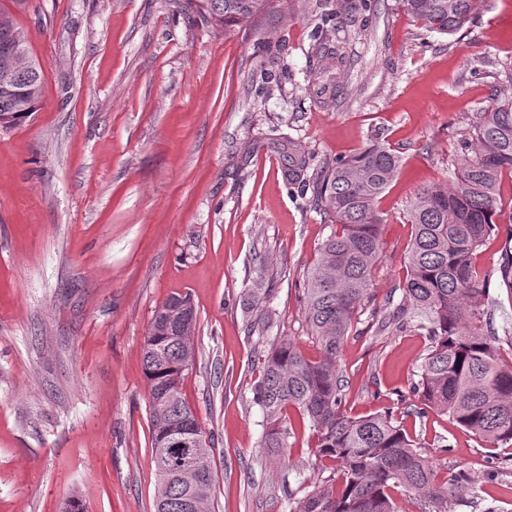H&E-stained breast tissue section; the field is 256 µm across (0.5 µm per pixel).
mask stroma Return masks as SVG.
<instances>
[{"mask_svg": "<svg viewBox=\"0 0 512 512\" xmlns=\"http://www.w3.org/2000/svg\"><path fill=\"white\" fill-rule=\"evenodd\" d=\"M342 6L268 0L256 21L225 28L188 0H0L44 74L37 112L0 132V512H64L74 495L84 512H154L142 345L175 292L197 313L182 392L212 448V512H289V497L329 476L296 409L287 447L263 448L253 402L261 344L243 300L254 281L272 291L271 336L317 354L302 289L330 227L284 182V136L317 167L372 143L402 158L378 203L372 296L339 358L344 412H390L438 477H475L476 493L447 512H512V444L424 408L414 387L429 339L373 327L402 297L416 188L449 176L479 112L512 97V0H479L451 35L398 0H363L324 109L308 52L324 8ZM505 242L474 263L511 361Z\"/></svg>", "mask_w": 512, "mask_h": 512, "instance_id": "obj_1", "label": "stroma"}]
</instances>
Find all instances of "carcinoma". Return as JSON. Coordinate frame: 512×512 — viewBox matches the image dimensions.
<instances>
[{"instance_id": "1", "label": "carcinoma", "mask_w": 512, "mask_h": 512, "mask_svg": "<svg viewBox=\"0 0 512 512\" xmlns=\"http://www.w3.org/2000/svg\"><path fill=\"white\" fill-rule=\"evenodd\" d=\"M216 23L231 27L263 13L267 0H191ZM402 7L429 31L461 30L476 0H401ZM354 22L343 8L324 18L311 54L323 69L343 72L347 56L336 31ZM43 75L28 58L19 74L18 93L0 92V124L14 128L38 110ZM316 102H336L329 76ZM282 174L312 202L330 227L319 248L320 261L303 288L305 321L318 357L311 358L286 339L274 340L258 358L253 401L266 417L263 447H287L288 408L299 410L316 432V457L338 463L341 484L319 480L290 502V512H398L390 491L403 487L446 512L448 499L475 485L464 473L435 483L434 472L403 426L388 413L350 418L341 412L342 379L338 358L359 310L373 288L372 271L381 254L380 196L400 170V156L371 144L352 156L311 167L310 157L294 141L282 145ZM512 174V98L494 100L463 142L458 172L419 190L407 208L413 233L407 248L408 274L402 299L383 318L381 332H414L430 338L417 391L423 405L481 440L512 443V362L500 354L496 337L483 330L485 279L474 264L479 247L495 235L502 215L500 177ZM250 331L267 341L274 312L261 284L246 292ZM197 321L188 294H173L155 309L142 346V365L150 393L151 450L157 476L155 512H211L212 469L190 482L167 467L157 444L180 422L199 425L181 393L184 360L195 337L178 336L186 315Z\"/></svg>"}]
</instances>
